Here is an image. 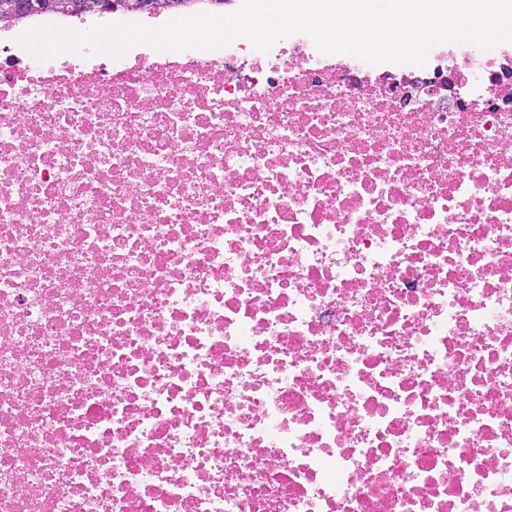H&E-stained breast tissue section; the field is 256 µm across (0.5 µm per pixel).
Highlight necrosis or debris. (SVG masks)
Here are the masks:
<instances>
[{"label":"necrosis or debris","instance_id":"4bbe7bcc","mask_svg":"<svg viewBox=\"0 0 512 512\" xmlns=\"http://www.w3.org/2000/svg\"><path fill=\"white\" fill-rule=\"evenodd\" d=\"M0 36V512H512L504 50Z\"/></svg>","mask_w":512,"mask_h":512}]
</instances>
